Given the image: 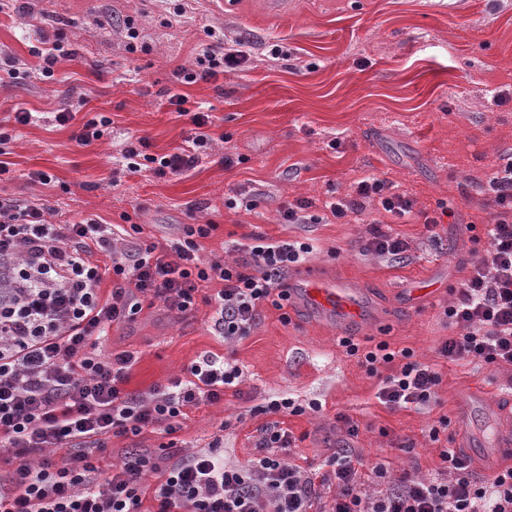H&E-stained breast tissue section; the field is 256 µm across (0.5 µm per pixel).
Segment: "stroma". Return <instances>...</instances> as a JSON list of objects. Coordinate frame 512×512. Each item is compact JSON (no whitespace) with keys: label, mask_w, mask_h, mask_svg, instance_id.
<instances>
[{"label":"stroma","mask_w":512,"mask_h":512,"mask_svg":"<svg viewBox=\"0 0 512 512\" xmlns=\"http://www.w3.org/2000/svg\"><path fill=\"white\" fill-rule=\"evenodd\" d=\"M266 0H200L197 10L171 14L165 0H38L34 14L0 13V51L18 59L16 77L0 78V197L41 199L55 224L94 218L105 224H136L137 243L165 242L183 225L214 222L202 240L203 261L245 263L252 235L312 245L306 267L330 277L351 278L371 302L379 323L341 326L299 301L279 309L263 303L249 334L227 341L214 330L206 301L178 315L161 302L143 300L131 322L113 324L101 349L134 353L124 389L143 394L188 376L191 364L209 354L237 364L239 383L217 403L188 406L174 433L146 430L111 437L97 454L111 471L126 448L158 451L177 442L181 454L224 439V456L248 465L269 415L257 408L288 398L302 413L281 416L296 438L294 464L314 473L342 448L363 465L382 460L392 472L421 478L442 474L440 452L455 430L435 435L440 419L452 418V397L472 385L491 399L512 397V366L449 361L435 349L457 335L444 314L453 290L485 254L484 207L489 179L501 157L512 154V0H288L286 15L266 14ZM134 19L137 52H129L124 22ZM223 30L226 41L244 42L250 60L240 70L191 85L177 70L191 67L208 44L205 26ZM64 30L74 57L60 59L53 82L43 81L32 49ZM287 57L274 58L273 45ZM185 94L186 107L209 113L213 137L198 166L179 176L150 168L121 171L130 140L146 139L150 153L173 151L191 135L169 97ZM73 126L55 115L64 107ZM32 112L16 125L15 109ZM103 114V137L82 145L74 126ZM51 182L32 181L34 172ZM391 183L414 202L408 222L385 224L408 245L400 256L363 252L361 244L379 213L367 204L342 224H285L284 205L350 194L367 177ZM256 200L253 210L238 199ZM439 217L427 229L425 216ZM437 288L433 298L410 301L411 289ZM350 337L364 346L386 342L407 349L441 377L437 398L401 410L377 398L381 376L398 363L368 375L340 345ZM357 425L346 435L338 415Z\"/></svg>","instance_id":"stroma-1"}]
</instances>
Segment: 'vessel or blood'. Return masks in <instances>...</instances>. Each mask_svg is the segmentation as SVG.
I'll return each instance as SVG.
<instances>
[{
	"label": "vessel or blood",
	"instance_id": "b4317fda",
	"mask_svg": "<svg viewBox=\"0 0 512 512\" xmlns=\"http://www.w3.org/2000/svg\"><path fill=\"white\" fill-rule=\"evenodd\" d=\"M292 293L315 310L336 316L347 325L362 323L369 317L366 301L357 283L350 279L306 274L293 284ZM455 403L456 426L465 448L473 446L477 435L472 424L474 410L486 409L493 432L486 442L484 465L486 475H494L500 469L502 456L512 451V413L492 405L484 389L476 385L459 391Z\"/></svg>",
	"mask_w": 512,
	"mask_h": 512
}]
</instances>
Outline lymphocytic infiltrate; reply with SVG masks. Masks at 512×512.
Listing matches in <instances>:
<instances>
[{
  "instance_id": "obj_1",
  "label": "lymphocytic infiltrate",
  "mask_w": 512,
  "mask_h": 512,
  "mask_svg": "<svg viewBox=\"0 0 512 512\" xmlns=\"http://www.w3.org/2000/svg\"><path fill=\"white\" fill-rule=\"evenodd\" d=\"M249 53L243 43L213 35L193 68L181 69L182 84L209 80L243 68ZM194 134L189 147L165 155L148 153L145 140L128 143L122 156L129 172L149 163L158 176L194 169L211 136L208 113H190ZM492 197L486 227L489 249L475 262L444 314L460 333L436 349L439 357L498 366L512 365V157L489 179ZM378 201L384 213L404 217L413 202L383 180L357 183L352 195L333 197L321 215L309 216L313 203L285 205L283 223L305 219L320 223L322 215L344 221ZM214 224H187L165 248L128 241L125 232L86 218L52 224L39 199L0 198V266L10 287L0 289V447L17 462L0 477V512H141L143 482L157 475L151 492L154 512H512V468L491 481L475 479L459 453L443 449L444 474L422 479L402 473L390 477L385 464L371 468L362 480L358 460L346 449L326 461L321 479L289 462L295 440L278 423H270L256 441L250 464L226 461L221 440L184 456L179 451L155 457L141 448L125 449L118 465L101 476L94 449L111 436L139 434L156 427L180 428L187 406L223 399L237 384L241 369L207 355L184 380L144 397L123 385L135 361L132 353H97L92 340L103 337L115 322L134 320L143 299L161 301L174 313L190 312L204 284L218 281L214 297L215 327L225 339L248 336L258 307L290 297L286 280L291 266L308 253L307 244L255 236L248 245L250 271L221 261L201 262L199 242ZM111 266L103 268L101 257ZM112 275V291L102 297L104 273ZM348 355L357 357L369 374L399 362L383 377L378 391L392 410L426 406L434 401L439 374L413 360L410 351H391L380 343L367 348L342 339ZM49 448L66 449L59 460L45 459ZM385 485L374 494L370 485ZM330 487L323 497L321 487Z\"/></svg>"
}]
</instances>
